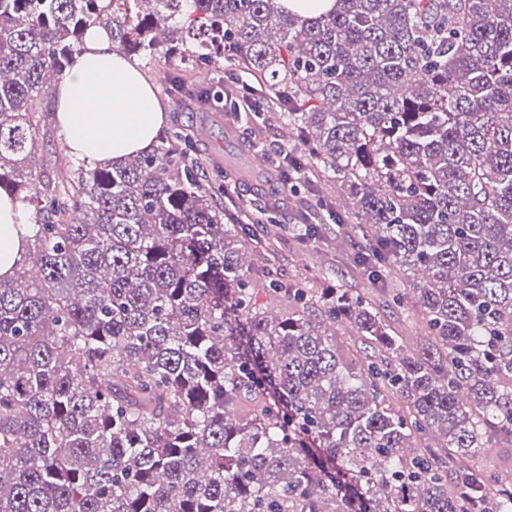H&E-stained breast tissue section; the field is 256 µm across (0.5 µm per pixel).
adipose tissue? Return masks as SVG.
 Masks as SVG:
<instances>
[{"label":"adipose tissue","instance_id":"ef3b65f1","mask_svg":"<svg viewBox=\"0 0 512 512\" xmlns=\"http://www.w3.org/2000/svg\"><path fill=\"white\" fill-rule=\"evenodd\" d=\"M52 100L68 149L91 165L151 151L163 122L152 86L99 26L88 29ZM27 221L19 203L0 199V277L12 274L24 251L18 227Z\"/></svg>","mask_w":512,"mask_h":512}]
</instances>
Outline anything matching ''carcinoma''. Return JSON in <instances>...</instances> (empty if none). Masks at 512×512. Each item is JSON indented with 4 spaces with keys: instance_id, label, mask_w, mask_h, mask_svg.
I'll return each instance as SVG.
<instances>
[{
    "instance_id": "cac0c4a2",
    "label": "carcinoma",
    "mask_w": 512,
    "mask_h": 512,
    "mask_svg": "<svg viewBox=\"0 0 512 512\" xmlns=\"http://www.w3.org/2000/svg\"><path fill=\"white\" fill-rule=\"evenodd\" d=\"M179 15V30L167 26ZM99 25L125 56L229 52L319 178L353 200L354 264L406 276L407 351L357 293L301 288L188 158L56 178L38 104ZM169 110L220 86L168 78ZM31 248L0 278V512H463L512 435V0H0V197ZM310 212L291 228L323 236ZM285 303L270 315L259 294ZM348 321L359 344L324 321ZM437 433L438 449L417 440ZM512 512V487L490 498ZM284 7L303 16L317 15L331 10L335 0H283Z\"/></svg>"
}]
</instances>
